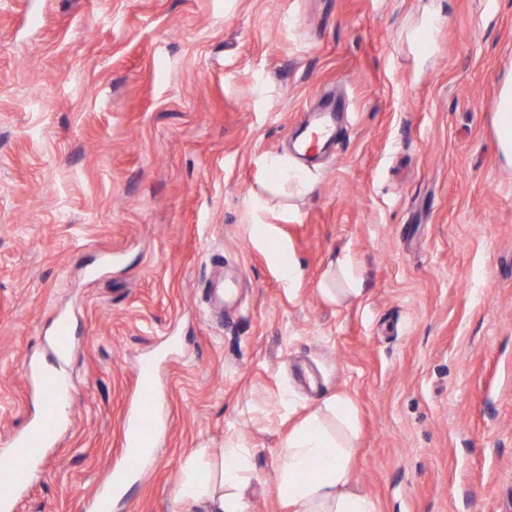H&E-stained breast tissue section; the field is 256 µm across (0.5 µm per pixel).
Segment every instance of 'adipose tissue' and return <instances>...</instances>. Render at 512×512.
<instances>
[{"instance_id": "obj_1", "label": "adipose tissue", "mask_w": 512, "mask_h": 512, "mask_svg": "<svg viewBox=\"0 0 512 512\" xmlns=\"http://www.w3.org/2000/svg\"><path fill=\"white\" fill-rule=\"evenodd\" d=\"M354 431L352 405L336 395L289 433L281 449L277 490L293 512H376L372 499L348 488ZM315 462L320 470L312 476L308 470ZM249 470V449H226L220 475L223 494H216L207 475L198 474L179 480L177 497L207 505L208 512H246L241 489Z\"/></svg>"}]
</instances>
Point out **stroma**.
I'll list each match as a JSON object with an SVG mask.
<instances>
[{
  "instance_id": "obj_1",
  "label": "stroma",
  "mask_w": 512,
  "mask_h": 512,
  "mask_svg": "<svg viewBox=\"0 0 512 512\" xmlns=\"http://www.w3.org/2000/svg\"><path fill=\"white\" fill-rule=\"evenodd\" d=\"M510 79L512 0H0V454L40 417L28 360L72 333L16 512H86L147 365L161 430L112 512H195L179 478L231 444L247 512H289L283 441L334 395L377 512H512ZM330 97L336 144L302 162ZM272 154L306 194L264 191ZM36 383L43 396V410L40 419V431L42 433V440L44 446H48L55 438L58 422L55 421V417L58 412V408L62 403L64 397L69 392L67 386H62L56 379L46 374L43 369H38L35 372ZM59 414H66V403H62L59 409Z\"/></svg>"
}]
</instances>
